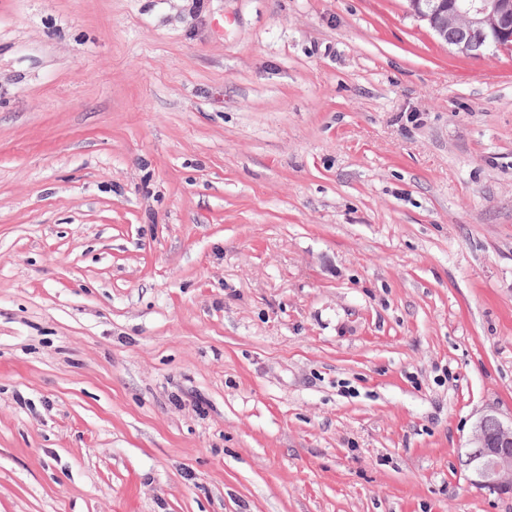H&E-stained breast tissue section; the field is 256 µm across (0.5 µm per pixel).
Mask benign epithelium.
<instances>
[{
    "mask_svg": "<svg viewBox=\"0 0 512 512\" xmlns=\"http://www.w3.org/2000/svg\"><path fill=\"white\" fill-rule=\"evenodd\" d=\"M409 12L428 23L435 35L446 40L453 29L459 36L450 42L456 53L480 56L485 51H512V0H407ZM496 435L488 437V425ZM466 454L469 482L479 490L512 493V421L504 422L493 413L481 415L475 423Z\"/></svg>",
    "mask_w": 512,
    "mask_h": 512,
    "instance_id": "benign-epithelium-1",
    "label": "benign epithelium"
}]
</instances>
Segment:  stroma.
<instances>
[{"label": "stroma", "instance_id": "1", "mask_svg": "<svg viewBox=\"0 0 512 512\" xmlns=\"http://www.w3.org/2000/svg\"><path fill=\"white\" fill-rule=\"evenodd\" d=\"M512 53L407 0H0V512H512ZM493 424L496 435L489 438L487 427ZM488 427L490 435L494 433ZM469 448H478L466 454L464 461L470 472L469 482L479 490L500 494L512 493V418L505 423L496 414L481 415L475 423Z\"/></svg>", "mask_w": 512, "mask_h": 512}]
</instances>
